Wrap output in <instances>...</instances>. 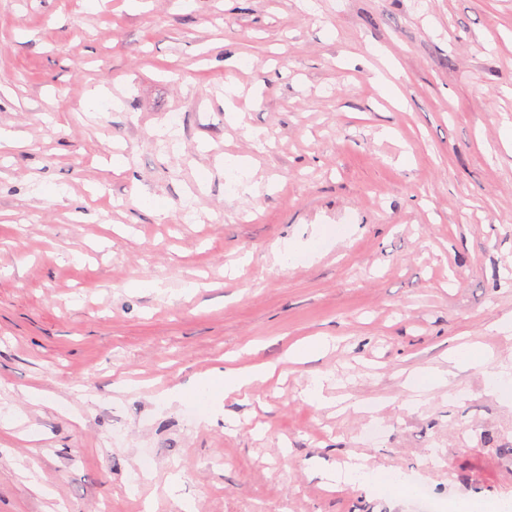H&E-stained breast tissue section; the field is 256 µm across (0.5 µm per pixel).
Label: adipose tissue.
Segmentation results:
<instances>
[{"label": "adipose tissue", "mask_w": 512, "mask_h": 512, "mask_svg": "<svg viewBox=\"0 0 512 512\" xmlns=\"http://www.w3.org/2000/svg\"><path fill=\"white\" fill-rule=\"evenodd\" d=\"M492 359V352L483 344H466L449 356L445 367L419 368L411 371L405 380V386L412 394L417 395L423 389L447 385L455 369L462 365L468 363L486 365L491 363ZM271 374V368L265 365L246 369L228 368L222 371L217 369L200 377L195 383V388L217 399L236 396L245 400L248 399L254 387L268 379ZM320 477L330 487L356 482L372 485L388 492L395 499L409 496L415 490L414 484L406 475L371 466L364 458L357 456L321 470Z\"/></svg>", "instance_id": "ef3b65f1"}]
</instances>
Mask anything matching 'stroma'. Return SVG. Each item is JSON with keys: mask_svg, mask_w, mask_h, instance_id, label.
<instances>
[{"mask_svg": "<svg viewBox=\"0 0 512 512\" xmlns=\"http://www.w3.org/2000/svg\"><path fill=\"white\" fill-rule=\"evenodd\" d=\"M0 128V512H412L326 489L350 455L512 499V386H404L467 342L512 367V0H0ZM230 360L277 372L189 414Z\"/></svg>", "mask_w": 512, "mask_h": 512, "instance_id": "stroma-1", "label": "stroma"}]
</instances>
